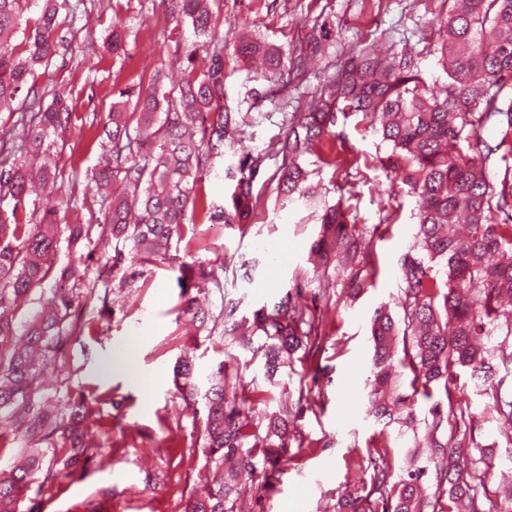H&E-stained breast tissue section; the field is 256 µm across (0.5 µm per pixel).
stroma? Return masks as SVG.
Listing matches in <instances>:
<instances>
[{
    "instance_id": "obj_1",
    "label": "stroma",
    "mask_w": 512,
    "mask_h": 512,
    "mask_svg": "<svg viewBox=\"0 0 512 512\" xmlns=\"http://www.w3.org/2000/svg\"><path fill=\"white\" fill-rule=\"evenodd\" d=\"M450 7V0H220L224 105L247 115L240 134L243 145L265 153L280 131L282 109L303 111L359 44L372 45L382 56L406 58L427 85L443 88L447 76L437 47ZM59 20L58 52L48 70H36L28 83L48 94L63 91L70 111L80 116L107 112L113 95L148 86L153 78L166 84L178 80L175 58L196 42L191 25L174 24L160 0H86L83 8L62 10ZM116 24L125 31L124 50L117 56L109 48ZM314 27L322 29L323 39L313 53L306 38ZM245 29L281 47L285 56H305V68L291 76L286 95L272 93L251 64L235 56L234 44ZM333 134L331 164L312 153L301 161L315 170L329 202H343L355 223L374 229L379 273L374 287L353 304H346L336 288L316 301L329 317L325 351L318 359L320 375L297 362L269 381L260 363H249L248 352L233 347V354L246 362L237 371L243 383L267 384L274 394L292 396L299 387L316 384L326 399L322 412L307 413L297 423L312 447L296 449L265 494L244 489L242 512H333L349 489L348 461L360 459L382 430L369 416L364 394L370 368L367 324L379 303L396 312L402 309L396 272L401 255L415 244L416 198L382 166L388 147L369 120L351 114L338 121ZM55 142L62 164L75 167L80 181H87L98 163L95 131L77 122ZM280 164L267 156L254 184L248 223L201 225L209 249L180 251L182 260L223 266V291L208 294L213 310L233 302L238 316L248 317L255 309L273 308L293 287L295 273L310 268L316 216L278 196L270 177ZM111 251L107 233L74 246L63 239L57 262L65 265L84 255L81 271L91 281L97 276L96 258ZM178 275L177 263L152 266L138 283L116 293L111 317L85 310L89 330L70 338L64 365L49 366L46 384L56 405L85 395L113 431L98 437L99 456L43 487L41 512H84L90 503L99 512H183L198 489L203 427L193 408L177 397L173 367L189 351L199 376L207 377L222 360L224 343L189 334L178 317ZM122 348L131 368L106 370L113 351Z\"/></svg>"
}]
</instances>
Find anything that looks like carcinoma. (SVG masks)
<instances>
[{
	"label": "carcinoma",
	"instance_id": "carcinoma-1",
	"mask_svg": "<svg viewBox=\"0 0 512 512\" xmlns=\"http://www.w3.org/2000/svg\"><path fill=\"white\" fill-rule=\"evenodd\" d=\"M39 5L33 28L23 26V4ZM218 0H162L175 24H191L196 48L186 54L184 77L166 90L155 79L135 100L121 91L106 117L88 114L82 123L98 130L108 161L92 173L87 187L99 198L102 224L112 235V254L97 260L102 291L83 282L82 260L56 267L60 237L56 198L36 220L27 218L30 195L40 189L51 197L79 184L54 157L59 128L72 124L62 94L51 102L28 76L48 66L57 52L58 14L67 0H0V111L12 122L0 125V198L13 201L11 215L0 217V447L10 437L26 442L21 456L0 471V512H39L36 498L60 471L100 453L89 437L92 402L72 398L66 412L49 402L45 370L64 358V344L84 333L79 307L113 313L111 283L132 284L157 261L177 256L186 223L245 224L253 209V185L265 156L241 149L224 168L233 185L219 204L198 194L196 183L212 152L233 145L245 116L224 108V38L215 34L213 6ZM446 38L437 48L448 83L438 92L413 73L404 59L356 50V62L325 84L323 94L305 112L290 113L287 130L268 150L282 158L273 175L286 201L303 200L321 211L319 229L309 248L312 275L326 277L329 267L346 272L342 287L350 298L374 286L377 274L374 235L350 222L341 203L329 204L312 182L313 172L299 162L321 148L336 126L337 114L360 113L376 127L390 152L386 169L399 174L417 197L416 238L421 255H402L398 278L402 312L379 305L369 320L372 348L370 376L364 389L370 414L386 432L370 444L365 461L353 469L352 489L336 503V512H512V484L495 480L512 437L490 447L477 439L481 414L512 423V393L494 379V364L512 366V183L496 187L491 157L512 136V0H459L448 11ZM23 39H18V36ZM235 51L267 62L263 78L284 82L288 64L278 49L250 32L239 35ZM488 125L501 134L491 146L480 138ZM68 242L92 239L93 224H67ZM182 316L197 329L233 336L240 326L237 307L214 314L198 293L222 288L214 268L181 263ZM305 280H295L272 310L253 311L240 347L263 360L267 378L288 366L296 353L313 361L324 351V318L294 299ZM196 290L197 295L190 294ZM37 304L24 322L19 312ZM224 360L196 380L189 355L174 366L180 398L202 405V455L210 487L189 497L185 512H235L243 484L265 491L292 460L291 448L305 439L289 426L325 402L299 388L297 398L275 399L261 387L227 382ZM465 369L477 379L482 413L471 409L467 394L454 383ZM428 404L418 416V402ZM267 409L264 432L255 430L247 409ZM53 456H48V453Z\"/></svg>",
	"mask_w": 512,
	"mask_h": 512
}]
</instances>
